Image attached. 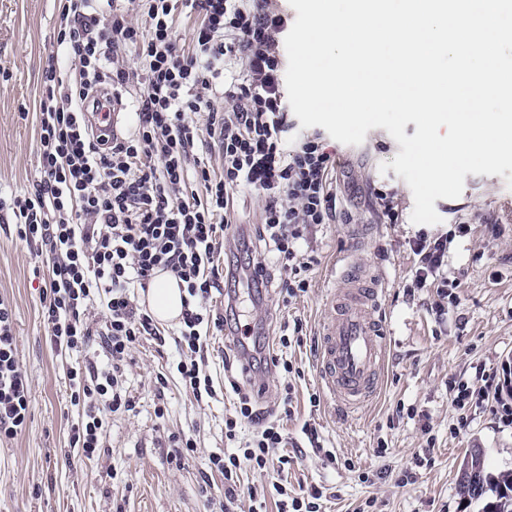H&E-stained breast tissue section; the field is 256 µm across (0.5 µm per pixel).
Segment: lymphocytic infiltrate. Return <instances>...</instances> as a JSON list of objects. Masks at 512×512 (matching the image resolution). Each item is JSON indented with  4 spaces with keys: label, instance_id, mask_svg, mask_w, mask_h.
I'll return each instance as SVG.
<instances>
[{
    "label": "lymphocytic infiltrate",
    "instance_id": "obj_1",
    "mask_svg": "<svg viewBox=\"0 0 512 512\" xmlns=\"http://www.w3.org/2000/svg\"><path fill=\"white\" fill-rule=\"evenodd\" d=\"M145 19L129 21L130 12ZM200 22L191 48L180 45L174 23L181 14ZM287 14L270 0H60L58 59L50 60L40 90L36 178L23 192L0 190V215L17 238L39 245L48 270L42 299L47 339L58 356L85 351L99 336L102 367L68 373L71 401L80 414L70 434L85 456L103 446L109 414L134 410L123 363L143 340L164 332L140 309L132 289H148L160 271L184 285L186 298L174 342L181 383L202 402L216 390L203 365L210 332L238 323L241 297L256 299L267 285L268 264L281 271L280 293L306 292L314 263L305 231L336 219L331 190L337 160L320 136L289 143L288 106L280 50ZM133 50L138 73L120 62ZM133 90L132 136L102 142L85 119L99 87ZM209 115L206 129L221 149V169L187 157L199 137L193 117ZM258 192L262 231L272 258L257 255L248 240L235 241V265L244 288L226 291L223 316L208 302L219 286L224 228L234 222V197ZM414 284L447 287V236L419 234ZM101 310L102 327L92 313ZM30 382L16 347L14 310L0 297V440L26 428ZM255 426L244 446L211 464L224 476V499L233 503L242 463L258 470L273 464L287 437L278 416L262 415L239 392L224 436L233 441L242 423Z\"/></svg>",
    "mask_w": 512,
    "mask_h": 512
}]
</instances>
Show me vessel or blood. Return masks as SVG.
<instances>
[{"mask_svg":"<svg viewBox=\"0 0 512 512\" xmlns=\"http://www.w3.org/2000/svg\"><path fill=\"white\" fill-rule=\"evenodd\" d=\"M375 282L350 274L329 299L330 321L319 344V378L339 405L352 409L374 395L385 361V331L376 315Z\"/></svg>","mask_w":512,"mask_h":512,"instance_id":"b4317fda","label":"vessel or blood"}]
</instances>
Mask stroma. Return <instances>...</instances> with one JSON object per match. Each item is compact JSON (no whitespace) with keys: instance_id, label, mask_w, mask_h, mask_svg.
<instances>
[{"instance_id":"stroma-1","label":"stroma","mask_w":512,"mask_h":512,"mask_svg":"<svg viewBox=\"0 0 512 512\" xmlns=\"http://www.w3.org/2000/svg\"><path fill=\"white\" fill-rule=\"evenodd\" d=\"M58 7V0H0V186L17 192L35 174L37 96L56 53ZM328 146L339 161L337 219L307 232L317 261L306 293L285 301L271 288L259 306L246 303L240 312L242 326H261L267 359L292 364L291 406L281 402L276 375L242 373L232 338H210L206 365L216 394L201 403L182 387L173 342L147 340L125 368L136 409L112 415L93 458L69 444L78 419L71 363L46 340L36 248L0 227V296L15 308L19 360L31 384L26 431L0 443V512H219L224 477L209 458L231 446L224 417L237 397L224 386L228 375L245 384L260 411L280 414L288 436L287 464L264 472L242 465L234 512H248L252 492L276 512L278 483L294 497L318 488L321 512H481V502L458 495L457 480L475 446L484 448L489 472L512 471V423L504 416L512 398L496 392L512 363V189L498 175H466L459 198L436 199L441 223L422 227L410 220L404 178L379 170L400 150L386 129H370L358 146ZM380 186L395 191L400 223L378 214L373 190ZM461 223L467 235H456ZM422 232L448 236L450 293L413 285L418 258L410 243ZM349 252L380 278L390 329L382 387L352 412L332 408L316 375L325 305ZM296 319L300 334L281 346L284 325ZM460 385L470 393L462 405ZM307 427L316 429L323 452L309 447ZM185 436L196 439V450L172 460Z\"/></svg>"}]
</instances>
